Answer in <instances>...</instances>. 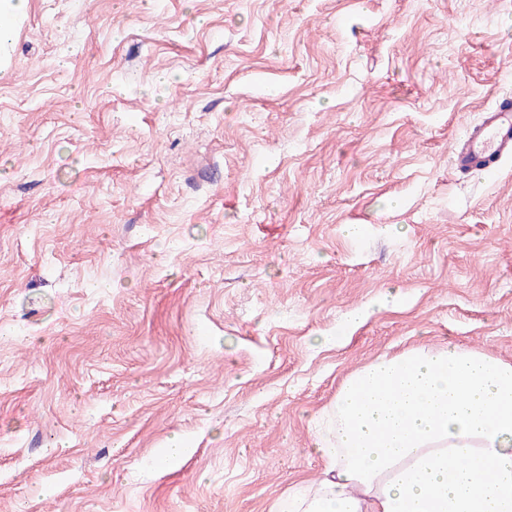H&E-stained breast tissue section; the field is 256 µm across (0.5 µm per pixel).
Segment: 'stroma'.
<instances>
[{
	"instance_id": "obj_1",
	"label": "stroma",
	"mask_w": 512,
	"mask_h": 512,
	"mask_svg": "<svg viewBox=\"0 0 512 512\" xmlns=\"http://www.w3.org/2000/svg\"><path fill=\"white\" fill-rule=\"evenodd\" d=\"M500 93L512 0H30L0 78V512H276L355 370L512 362V159L449 162Z\"/></svg>"
}]
</instances>
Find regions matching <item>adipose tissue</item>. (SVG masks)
<instances>
[{"label": "adipose tissue", "mask_w": 512, "mask_h": 512, "mask_svg": "<svg viewBox=\"0 0 512 512\" xmlns=\"http://www.w3.org/2000/svg\"><path fill=\"white\" fill-rule=\"evenodd\" d=\"M288 512H512V364L415 346L351 373Z\"/></svg>", "instance_id": "obj_1"}]
</instances>
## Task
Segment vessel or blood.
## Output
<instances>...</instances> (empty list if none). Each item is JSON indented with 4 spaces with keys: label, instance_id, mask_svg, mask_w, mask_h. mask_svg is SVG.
I'll return each instance as SVG.
<instances>
[{
    "label": "vessel or blood",
    "instance_id": "obj_1",
    "mask_svg": "<svg viewBox=\"0 0 512 512\" xmlns=\"http://www.w3.org/2000/svg\"><path fill=\"white\" fill-rule=\"evenodd\" d=\"M512 157V95L495 98L484 119L466 126L450 146V165L462 174L496 173Z\"/></svg>",
    "mask_w": 512,
    "mask_h": 512
}]
</instances>
